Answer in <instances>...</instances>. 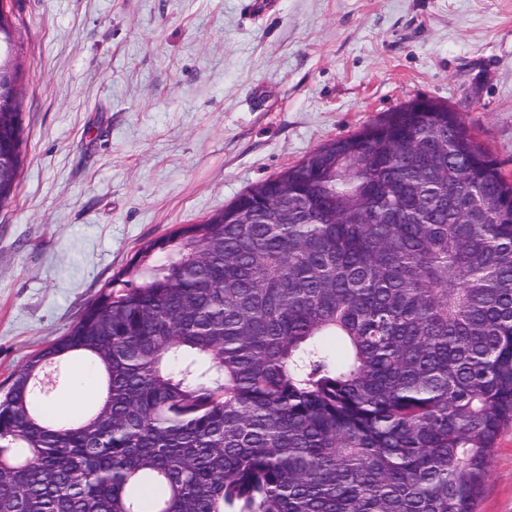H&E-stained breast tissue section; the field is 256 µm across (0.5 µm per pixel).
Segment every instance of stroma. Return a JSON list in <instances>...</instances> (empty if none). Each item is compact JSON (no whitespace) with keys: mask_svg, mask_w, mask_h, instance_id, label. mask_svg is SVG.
<instances>
[{"mask_svg":"<svg viewBox=\"0 0 512 512\" xmlns=\"http://www.w3.org/2000/svg\"><path fill=\"white\" fill-rule=\"evenodd\" d=\"M8 0L22 165L0 210V389L144 245L419 97L512 180V0ZM70 417L97 376L74 365ZM475 512H512V426Z\"/></svg>","mask_w":512,"mask_h":512,"instance_id":"obj_1","label":"stroma"}]
</instances>
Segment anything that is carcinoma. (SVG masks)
Masks as SVG:
<instances>
[{"label": "carcinoma", "mask_w": 512, "mask_h": 512, "mask_svg": "<svg viewBox=\"0 0 512 512\" xmlns=\"http://www.w3.org/2000/svg\"><path fill=\"white\" fill-rule=\"evenodd\" d=\"M413 105L141 247L0 395V512H473L512 424V182ZM22 134L17 101L0 208ZM73 358L78 421L45 406ZM72 382L71 385L63 389L57 397L52 399L48 405L55 408L57 403L59 410L67 412L70 406L69 403H61L72 401L73 405L70 407V418H76L83 414L94 403L98 392L97 376L93 369L75 364L71 367Z\"/></svg>", "instance_id": "carcinoma-1"}]
</instances>
